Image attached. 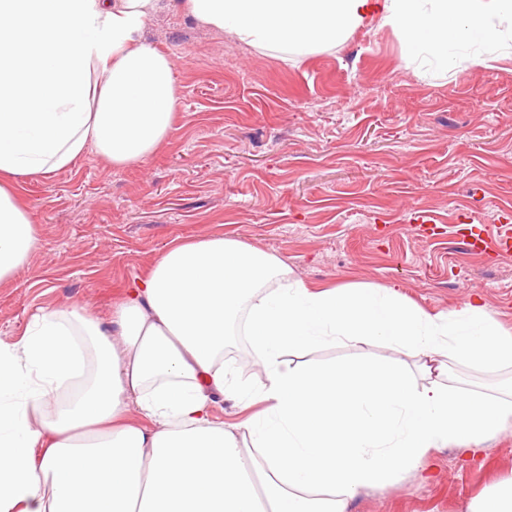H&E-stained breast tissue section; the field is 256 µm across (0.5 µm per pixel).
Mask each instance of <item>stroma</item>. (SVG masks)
I'll return each instance as SVG.
<instances>
[{"label": "stroma", "mask_w": 512, "mask_h": 512, "mask_svg": "<svg viewBox=\"0 0 512 512\" xmlns=\"http://www.w3.org/2000/svg\"><path fill=\"white\" fill-rule=\"evenodd\" d=\"M145 38L174 63L173 130L143 163L90 154L23 182L41 244L0 282V337L47 305L109 318L120 288L203 233L275 254L310 285L394 284L429 311L477 296L512 329V254L469 249L457 221L475 213L492 243L512 209V59L463 58L451 73L403 60L386 28L292 64L201 28L179 0H164ZM412 206L440 216L432 236ZM436 464L432 482L406 476L347 512H464L512 478V433L488 443L483 467L451 448Z\"/></svg>", "instance_id": "35a3bbf8"}]
</instances>
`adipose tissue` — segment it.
<instances>
[{
    "label": "adipose tissue",
    "mask_w": 512,
    "mask_h": 512,
    "mask_svg": "<svg viewBox=\"0 0 512 512\" xmlns=\"http://www.w3.org/2000/svg\"><path fill=\"white\" fill-rule=\"evenodd\" d=\"M199 26L296 62L392 28L455 70L512 56V0H182ZM160 0H0V282L40 245L18 188L92 153L144 162L169 137L171 59L145 42ZM244 341L263 381L241 382ZM394 350L376 360L365 346ZM416 358V367L405 357ZM512 368L480 298L430 312L393 285L313 287L221 235L169 247L103 320L43 307L0 338V512H347L365 489L479 461L512 399L448 380ZM229 406L228 416L217 409Z\"/></svg>",
    "instance_id": "adipose-tissue-1"
}]
</instances>
